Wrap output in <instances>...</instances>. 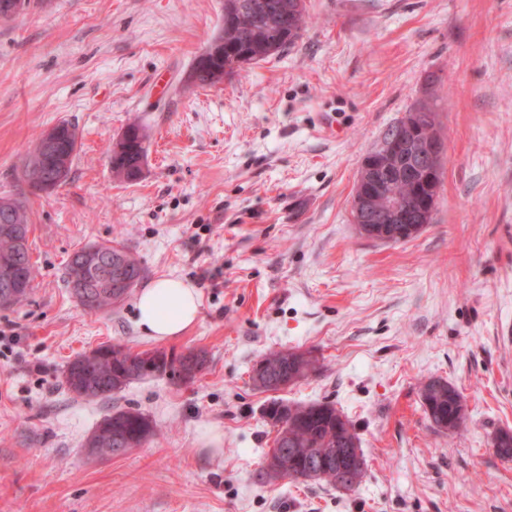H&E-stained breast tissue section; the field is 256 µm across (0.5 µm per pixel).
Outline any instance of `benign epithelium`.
Listing matches in <instances>:
<instances>
[{
	"label": "benign epithelium",
	"instance_id": "1",
	"mask_svg": "<svg viewBox=\"0 0 512 512\" xmlns=\"http://www.w3.org/2000/svg\"><path fill=\"white\" fill-rule=\"evenodd\" d=\"M78 148L74 129L59 122L44 133V149L26 162L24 178L54 190L55 184L42 182L43 167L50 164L56 172V184L64 181ZM446 152L444 138L437 130L430 112H408L398 124L395 135L380 139L361 162L356 180L351 217L356 229L365 237L391 236L388 225L401 224V237L413 236L430 222L436 204V193L442 179V164ZM412 180L423 189L410 202L387 190L394 180ZM14 220L0 223V232L17 237L18 244L27 246L23 237L24 225ZM74 262L78 263V276L72 280L73 292L81 297L96 288H111L122 294L121 288L130 285V268L123 256L112 255L109 245L92 244L81 248ZM22 266L0 261V297L14 298L29 291ZM336 465V484L348 491L358 482L364 468V455L355 441L335 450V456L320 460L323 470Z\"/></svg>",
	"mask_w": 512,
	"mask_h": 512
}]
</instances>
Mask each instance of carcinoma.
<instances>
[{"label":"carcinoma","mask_w":512,"mask_h":512,"mask_svg":"<svg viewBox=\"0 0 512 512\" xmlns=\"http://www.w3.org/2000/svg\"><path fill=\"white\" fill-rule=\"evenodd\" d=\"M224 5L232 6L235 19L224 27V54L213 58L211 65L228 77L245 63L256 64L279 54L297 41L308 24L307 8L298 7L297 0H224ZM128 129L133 134L131 146L121 155L112 156V174L132 182L140 177L139 135L146 134V130L137 122L129 124ZM80 304L96 312L120 306L111 296L99 294ZM153 352L154 358L147 363L140 359V354L120 344H104L69 361L61 372V382L80 398L108 401L133 381L145 377H168L191 383L196 379L195 369H202L206 364L202 351L190 350L185 354L155 348ZM260 362L264 364V375L276 380L287 379L292 373L304 379L318 369L317 358L311 356L290 364L281 350L267 353ZM420 398L424 413L437 431L453 433L467 427L469 413L465 401L448 381L428 379L421 386ZM266 408L272 417L286 418L282 436L274 439L281 452L280 459L285 462L294 452L315 463L332 449L343 447L345 437L359 439L349 421L346 429L336 432V406L331 403H286L273 398ZM154 433L150 418L135 408L112 409L94 430L98 447L122 448L126 452L141 446Z\"/></svg>","instance_id":"obj_1"}]
</instances>
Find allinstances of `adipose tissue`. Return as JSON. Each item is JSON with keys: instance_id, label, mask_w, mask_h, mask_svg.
Returning a JSON list of instances; mask_svg holds the SVG:
<instances>
[{"instance_id": "1", "label": "adipose tissue", "mask_w": 512, "mask_h": 512, "mask_svg": "<svg viewBox=\"0 0 512 512\" xmlns=\"http://www.w3.org/2000/svg\"><path fill=\"white\" fill-rule=\"evenodd\" d=\"M136 308L142 336L155 341L172 340L197 321L198 292L182 280L162 277L141 291Z\"/></svg>"}]
</instances>
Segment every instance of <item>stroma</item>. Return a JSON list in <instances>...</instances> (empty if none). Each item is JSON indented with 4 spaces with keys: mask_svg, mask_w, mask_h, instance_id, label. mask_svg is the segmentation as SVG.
I'll use <instances>...</instances> for the list:
<instances>
[{
    "mask_svg": "<svg viewBox=\"0 0 512 512\" xmlns=\"http://www.w3.org/2000/svg\"><path fill=\"white\" fill-rule=\"evenodd\" d=\"M293 46L223 84L184 77L224 24V0H33L0 21V197L30 212L33 284L0 308V512H512V0H306ZM163 76L167 86L154 85ZM447 143L431 224L361 237L351 221L363 156L418 101ZM71 123L69 180L30 194L22 161ZM149 139L141 178L112 175L131 122ZM119 242L142 284L174 277L199 295L196 323L157 344L136 299L83 309L66 264ZM103 343L204 351L194 382L145 378L111 403L60 386ZM314 351L319 369L281 391L331 402L366 458L359 487L261 482L273 446L253 365ZM442 378L471 421L433 428L420 386ZM156 434L120 456L85 448L110 406ZM219 427L224 444L198 436Z\"/></svg>",
    "mask_w": 512,
    "mask_h": 512,
    "instance_id": "35a3bbf8",
    "label": "stroma"
}]
</instances>
